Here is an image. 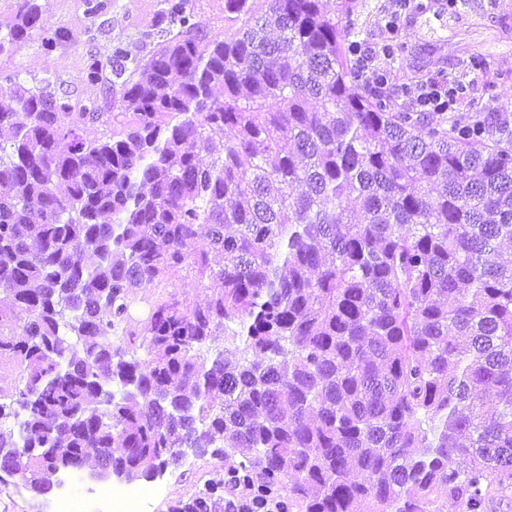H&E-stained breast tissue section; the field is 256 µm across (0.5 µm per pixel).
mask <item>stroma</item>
Masks as SVG:
<instances>
[{
	"mask_svg": "<svg viewBox=\"0 0 512 512\" xmlns=\"http://www.w3.org/2000/svg\"><path fill=\"white\" fill-rule=\"evenodd\" d=\"M426 12L404 11L398 24L406 37L409 51L393 61V88L419 82L440 83L452 79L465 86L470 96L458 106L469 112L475 100L488 97L490 90H512V0H469L463 7L449 6L448 0H428ZM45 25L63 26L72 39L67 46L46 48L31 41L14 53L0 56V107L12 105L8 78L18 75L28 85L47 80L57 89L69 92L74 109L97 101L102 111L118 112L105 86L90 88L81 81L91 61L108 64L115 46L127 47L133 55L144 57L160 43L157 19L162 0H106V7L89 14L84 0H46ZM357 25L363 48L378 50L387 30L382 15L387 0H359ZM487 60L486 72L471 69L470 60ZM227 468L215 456L190 458L179 469L167 470L157 481L136 480L122 484L109 480L112 490L129 488L136 492L151 488L143 512H181L194 499L210 496L223 503ZM63 484L52 494L30 491L18 477L0 478V512H55L58 496L77 493L84 497L86 512H109L100 501V481L91 479L87 470L63 475Z\"/></svg>",
	"mask_w": 512,
	"mask_h": 512,
	"instance_id": "obj_1",
	"label": "stroma"
}]
</instances>
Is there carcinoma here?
<instances>
[{
	"label": "carcinoma",
	"mask_w": 512,
	"mask_h": 512,
	"mask_svg": "<svg viewBox=\"0 0 512 512\" xmlns=\"http://www.w3.org/2000/svg\"><path fill=\"white\" fill-rule=\"evenodd\" d=\"M164 2L120 138L47 80L0 110V465L45 495L88 448L147 482L211 454L278 512H512V129L395 110L358 0H224V36ZM46 8L14 0L0 54L68 44Z\"/></svg>",
	"instance_id": "cac0c4a2"
}]
</instances>
